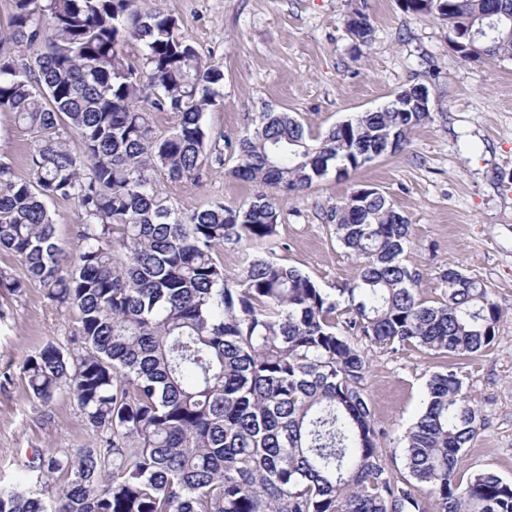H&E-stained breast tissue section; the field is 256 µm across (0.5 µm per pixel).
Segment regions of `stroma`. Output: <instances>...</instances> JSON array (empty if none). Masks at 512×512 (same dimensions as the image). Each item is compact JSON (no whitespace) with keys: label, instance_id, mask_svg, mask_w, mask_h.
Wrapping results in <instances>:
<instances>
[{"label":"stroma","instance_id":"stroma-1","mask_svg":"<svg viewBox=\"0 0 512 512\" xmlns=\"http://www.w3.org/2000/svg\"><path fill=\"white\" fill-rule=\"evenodd\" d=\"M178 18L202 58L224 71L223 96L204 119L235 140L262 112H288L305 128L332 126L391 102L409 84L428 86L431 118L396 154L336 178L328 174L283 202L276 261L299 269L326 293L351 282L356 263L336 239L325 213L354 189L383 193L411 224L407 264L422 280L420 296L437 297V276L456 268L487 284L502 308L487 353L461 361L458 372L484 427L466 448L459 475L491 470L512 480V60H465L446 22L406 13L399 0H159ZM360 11L373 39L355 50L344 20ZM32 139L12 113L0 111V163L28 177ZM237 160L205 169L199 183H164L188 216L220 201L237 209L255 193L234 179ZM0 484L16 482L24 464L49 448H77L95 435L67 392L32 401L23 359L48 343L76 352L77 311H61L40 289L22 292L15 257L0 254ZM367 394L384 436L386 463L404 468L402 435L419 415L430 374L447 360L407 348H372Z\"/></svg>","mask_w":512,"mask_h":512}]
</instances>
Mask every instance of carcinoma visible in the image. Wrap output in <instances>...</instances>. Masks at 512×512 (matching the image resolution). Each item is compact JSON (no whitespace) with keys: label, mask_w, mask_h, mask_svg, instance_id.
I'll return each instance as SVG.
<instances>
[{"label":"carcinoma","mask_w":512,"mask_h":512,"mask_svg":"<svg viewBox=\"0 0 512 512\" xmlns=\"http://www.w3.org/2000/svg\"><path fill=\"white\" fill-rule=\"evenodd\" d=\"M466 35L512 0H400ZM346 28L372 41L366 14ZM0 38V110L32 135L29 178L0 164V253L18 258L19 292L42 290L77 310L81 352L47 344L22 362L35 400L65 389L94 445L38 454L42 498L0 484V512H512V482L491 471L457 482L464 448L484 419L455 367L427 383L424 411L404 434V467L385 462L366 384L368 347L410 346L463 359L485 353L501 308L490 288L455 268L441 293L420 298L403 259L410 224L375 188H359L326 212L358 266L335 299L309 276L273 259L279 202L323 179L345 178L404 150L430 119L418 83L387 107L317 137L287 112H265L232 141L204 114L223 96L224 72L204 61L178 20L145 0H13ZM133 46L129 52L127 46ZM472 59H512V32L484 40ZM175 123L157 132L153 115ZM256 184L246 207L220 202L179 215L160 187L197 183L202 171ZM78 203V255L47 207ZM261 254L229 275L225 245Z\"/></svg>","instance_id":"carcinoma-1"}]
</instances>
